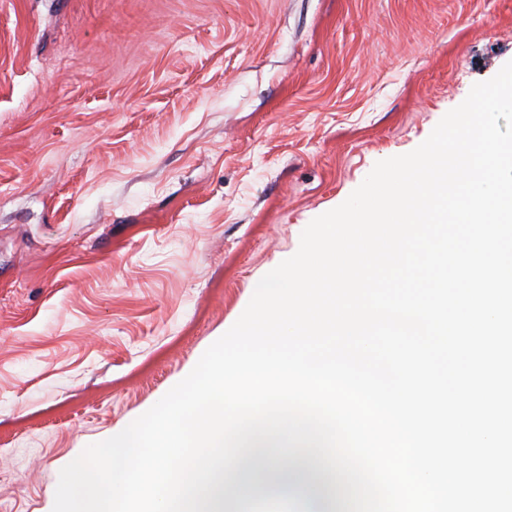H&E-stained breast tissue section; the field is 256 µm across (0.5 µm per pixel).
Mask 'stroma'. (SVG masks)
Here are the masks:
<instances>
[{
  "label": "stroma",
  "mask_w": 512,
  "mask_h": 512,
  "mask_svg": "<svg viewBox=\"0 0 512 512\" xmlns=\"http://www.w3.org/2000/svg\"><path fill=\"white\" fill-rule=\"evenodd\" d=\"M510 61L512 0H0V512Z\"/></svg>",
  "instance_id": "stroma-1"
}]
</instances>
